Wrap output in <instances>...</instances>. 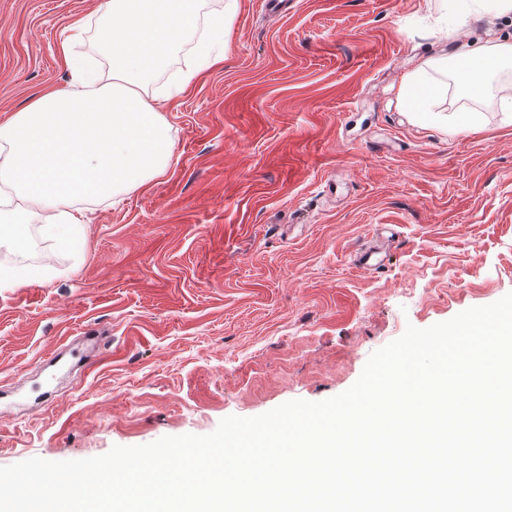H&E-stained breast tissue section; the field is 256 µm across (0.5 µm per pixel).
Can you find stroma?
<instances>
[{"instance_id":"1","label":"stroma","mask_w":512,"mask_h":512,"mask_svg":"<svg viewBox=\"0 0 512 512\" xmlns=\"http://www.w3.org/2000/svg\"><path fill=\"white\" fill-rule=\"evenodd\" d=\"M103 0H0V122L68 84L59 47L109 79ZM196 29L147 82L173 152L118 201L80 200L84 249L29 226L0 266L50 269L0 288V466L207 435L230 415L349 389L370 354L512 292V65L456 85L448 129L397 98L429 57L512 42V14L440 31L431 0H238L198 70ZM192 87L170 97L187 73ZM378 248L373 271L353 265ZM85 359L72 366V349Z\"/></svg>"}]
</instances>
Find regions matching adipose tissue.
Here are the masks:
<instances>
[{
	"label": "adipose tissue",
	"instance_id": "ef3b65f1",
	"mask_svg": "<svg viewBox=\"0 0 512 512\" xmlns=\"http://www.w3.org/2000/svg\"><path fill=\"white\" fill-rule=\"evenodd\" d=\"M440 22L475 14L512 13V0H434ZM201 0H108L97 39L113 81L87 75L32 98L0 122V185L21 201L11 229L0 227V247L20 248L21 224L38 225L59 244L75 241L83 225L77 199L114 198L163 175L172 155L170 128L143 88L196 29ZM512 61V42L462 50L455 62L426 59L404 79L408 111H433L444 79L479 89L499 64Z\"/></svg>",
	"mask_w": 512,
	"mask_h": 512
}]
</instances>
